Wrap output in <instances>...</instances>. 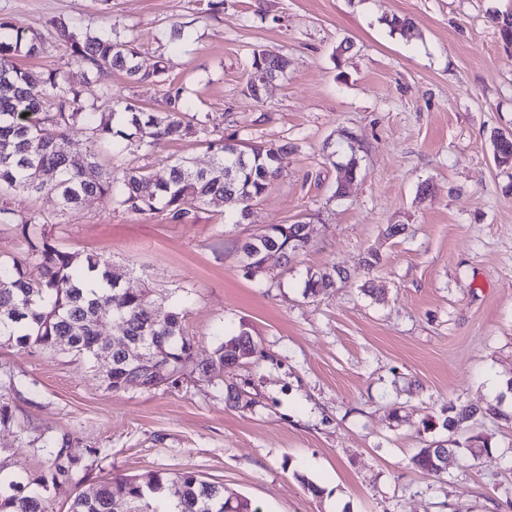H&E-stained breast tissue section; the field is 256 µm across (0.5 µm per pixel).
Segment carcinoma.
Listing matches in <instances>:
<instances>
[{
  "label": "carcinoma",
  "mask_w": 512,
  "mask_h": 512,
  "mask_svg": "<svg viewBox=\"0 0 512 512\" xmlns=\"http://www.w3.org/2000/svg\"><path fill=\"white\" fill-rule=\"evenodd\" d=\"M505 46H512V12L490 14ZM56 36L69 45L79 67L60 79V72L26 70L14 64L16 56H39L44 35L36 30H15L0 18V225L15 226L23 238V255L0 258V345L20 349L61 348L98 361L109 358L106 388H127L130 348L140 340L161 357V363L141 374L144 389L174 384L187 370L203 377L224 376V370L256 355L251 332L244 328L219 333L213 356L203 365L195 363V342L184 327L185 309L151 300L145 288H125L119 280L127 272L97 253L71 252L61 247L53 234L54 223L26 217L13 206L16 192L53 194L61 210L81 205L90 197H105L112 204L141 215H158L172 224H189L201 206L221 198L234 206L237 221L246 220L251 207L271 183L285 171L287 146L249 145L238 133L224 135L208 128L209 115L189 113L190 102L183 87L169 84L165 111L147 112L135 101H114L101 112H85L79 105L77 79L102 68L123 72L136 83L162 82L166 66L159 60L146 71L138 63L136 38L115 29L93 31L66 22L54 24ZM288 57H269L253 50L246 93L258 100L254 75L269 72L275 78L288 75ZM80 131L89 143L83 153H71L65 144L69 133ZM205 137L213 152L207 170L196 169L186 157L176 159L164 176L141 167L102 165L99 157L116 153L151 152L156 148ZM359 162L352 155L342 165L334 195L341 196L343 182L356 176ZM312 240L310 224H267L239 250L243 265L258 274L270 254L283 266ZM333 285L328 272H316L305 282V292L315 295ZM116 326L112 341L100 342L99 328ZM483 409L449 404L442 427L450 434L477 416L493 414ZM46 460L38 476L14 472L0 462V512H54L53 501L80 462L68 453L67 434L43 433L30 441ZM453 448L424 447L411 462L418 469L439 476L445 472ZM68 512H258L245 498L224 496V486L208 482L193 470L173 477L155 474L148 481L116 474L79 491Z\"/></svg>",
  "instance_id": "obj_1"
}]
</instances>
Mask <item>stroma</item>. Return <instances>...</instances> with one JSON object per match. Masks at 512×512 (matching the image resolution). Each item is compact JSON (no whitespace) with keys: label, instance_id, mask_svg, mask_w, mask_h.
Returning <instances> with one entry per match:
<instances>
[{"label":"stroma","instance_id":"stroma-1","mask_svg":"<svg viewBox=\"0 0 512 512\" xmlns=\"http://www.w3.org/2000/svg\"><path fill=\"white\" fill-rule=\"evenodd\" d=\"M205 5L0 0V17L45 34L44 53L27 62L37 70L77 69L55 20L136 36L143 67L168 58L164 82L151 86L107 68L90 74L84 107L112 95L160 112L172 82L210 127L252 144H294L250 219L235 223L219 200L193 224L98 197L64 214L46 193H15L13 205L54 222L64 248L128 270L131 287L168 303L190 295L185 326L198 359L222 328L239 325L261 355L221 380L112 392L96 363L2 345L0 372L20 385L9 394L17 422L0 428V460L39 473L45 462L31 440L68 434L84 467L55 512L115 473L145 481L188 468L262 512H512V419L469 422L456 441L481 436L492 452L475 462L452 455L442 477L410 463L451 437L440 426L449 403L512 407V169L496 164L490 141L492 130L512 131V48L489 21L512 12V0H224L215 16ZM395 16L413 22L412 40L391 33ZM256 49L291 62L257 102L243 93ZM351 153L357 177L338 198L335 164ZM181 157L212 163L193 139L119 160L162 176ZM298 220L312 227L309 248L286 271L247 276L240 243ZM393 224L404 232L389 236ZM325 270L333 288L306 293L308 274ZM229 383L245 405L226 404Z\"/></svg>","mask_w":512,"mask_h":512}]
</instances>
